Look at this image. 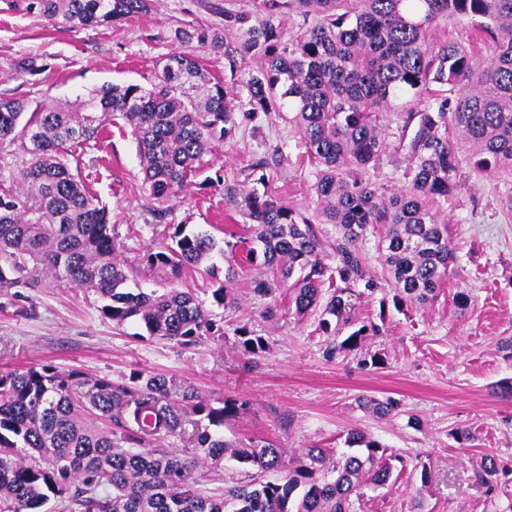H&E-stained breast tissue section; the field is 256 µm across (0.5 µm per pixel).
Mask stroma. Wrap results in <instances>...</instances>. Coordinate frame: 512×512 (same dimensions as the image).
Instances as JSON below:
<instances>
[{"mask_svg": "<svg viewBox=\"0 0 512 512\" xmlns=\"http://www.w3.org/2000/svg\"><path fill=\"white\" fill-rule=\"evenodd\" d=\"M188 22L220 27L224 18L199 0H156L148 14L74 30L26 13L22 0H0V94L72 101L106 83L151 88L165 55L178 48L174 30ZM24 58L44 66L30 84L15 73ZM277 150L285 161L270 193L298 213H311L313 169L303 160L299 134L279 117L214 143L160 222L150 213L154 202L123 120L111 122L98 139L71 146L68 161L109 211L129 287L160 290L170 281L147 264L148 249L170 243L179 224L223 242L226 228L247 222L242 169ZM439 215L455 244L458 274L437 299L384 318L378 300L356 305L357 319L384 323L383 333L368 342L370 352L385 357L384 368H361L355 353L326 360L317 317L295 316L284 294L272 301L255 297L262 271L245 264L231 312L211 305L210 278L192 271L179 280V287L209 302L212 319L224 327L222 336L191 348L140 337L133 323L115 326L100 316L96 294L65 284L0 293V373L41 364L114 380L160 373L193 386L216 407L229 397L248 402V410L225 425L226 440L265 438L292 456L312 445L345 451L348 432L357 430L405 457L395 485L366 491L355 512H512V487L490 497L463 474L485 453L512 465V358L498 348L501 338L512 336V177L470 179ZM460 290L469 295L463 308L454 302ZM242 324L265 340L258 361L237 343L234 330ZM362 395L395 398L401 411L377 418L359 407ZM458 431L471 432L473 441L459 443ZM419 460L431 470L425 486L414 469Z\"/></svg>", "mask_w": 512, "mask_h": 512, "instance_id": "1", "label": "stroma"}]
</instances>
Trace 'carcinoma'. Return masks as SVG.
<instances>
[{"label":"carcinoma","mask_w":512,"mask_h":512,"mask_svg":"<svg viewBox=\"0 0 512 512\" xmlns=\"http://www.w3.org/2000/svg\"><path fill=\"white\" fill-rule=\"evenodd\" d=\"M153 7L154 0H25V11L72 29L107 27ZM452 20L471 24L468 45L432 36L434 25ZM174 40L181 50L164 58L147 90L108 83L76 107L45 102L31 112L29 99L0 94V146L18 149L0 157V171L11 173L0 182V292L51 279L96 293L101 317L118 327L135 322L185 348L219 332L189 291L126 287L108 210L66 151L95 138L116 113L131 128L159 220L214 142L273 112L289 113L301 135L316 169L311 217L268 193L281 160L262 158L250 165L247 233L224 230V279L207 233L178 227L172 244L149 249L147 262L173 282L200 270L215 279L218 307H237L232 260L242 254L266 268L254 294L288 290L296 315H317L333 359L363 353L381 333L375 322L353 321L359 300L381 292L380 315L389 303L403 312L427 305L456 276L437 209L474 174L512 172V0H249L245 8L225 0L224 28L189 23ZM194 42L224 51L230 80L203 68ZM391 112L402 119L404 184L394 192L371 178L383 164ZM320 224L334 225L336 238L323 241ZM374 233L382 281L363 250ZM235 335L244 355L266 352L248 325ZM359 404L379 418L400 412L391 397ZM246 406L226 398L217 408L191 386L176 390L168 377L141 371L126 382L50 364L1 373L0 512H50L52 501L62 512H353V498L391 486L392 461L404 463L354 431L345 440L350 451L303 448L290 467L275 442L227 441L218 431ZM170 437L181 447L161 445ZM229 461L253 473L224 474L221 492L205 487ZM466 474L494 496L512 468L486 454Z\"/></svg>","instance_id":"carcinoma-1"}]
</instances>
